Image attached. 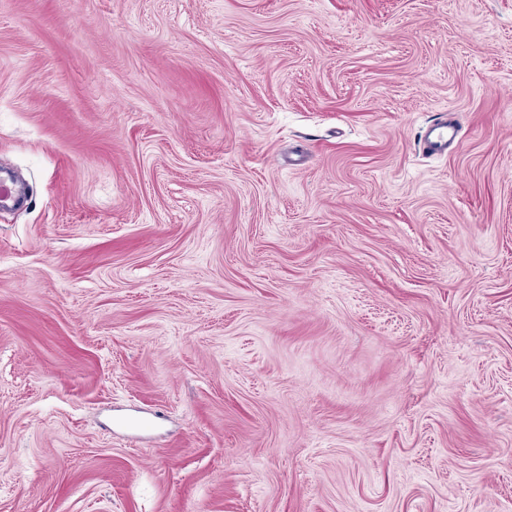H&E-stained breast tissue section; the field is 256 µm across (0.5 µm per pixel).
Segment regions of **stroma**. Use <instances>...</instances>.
I'll list each match as a JSON object with an SVG mask.
<instances>
[{"label":"stroma","instance_id":"obj_1","mask_svg":"<svg viewBox=\"0 0 512 512\" xmlns=\"http://www.w3.org/2000/svg\"><path fill=\"white\" fill-rule=\"evenodd\" d=\"M0 169V512H512V0H0ZM456 128L452 127V133L448 132V122H437L433 120V124L427 126L421 140L424 144V148L431 154H443L448 148V137L450 140H454L456 137Z\"/></svg>","mask_w":512,"mask_h":512}]
</instances>
